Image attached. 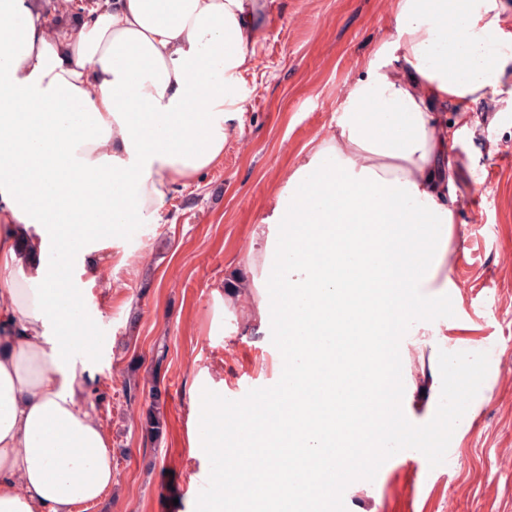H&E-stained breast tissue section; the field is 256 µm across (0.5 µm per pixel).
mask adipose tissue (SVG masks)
<instances>
[{"mask_svg": "<svg viewBox=\"0 0 512 512\" xmlns=\"http://www.w3.org/2000/svg\"><path fill=\"white\" fill-rule=\"evenodd\" d=\"M258 0H104L68 31L43 0H0V512H81L112 489V439L87 406L94 360L77 288L103 233L149 221L224 156L253 64ZM501 0H398L396 37L352 85L336 132L299 161L225 304L244 328L319 343L290 372L347 370L335 339L376 319L380 345L439 334L457 201L448 147L496 92ZM456 106L453 124L438 109ZM416 250L410 261L408 250Z\"/></svg>", "mask_w": 512, "mask_h": 512, "instance_id": "ef3b65f1", "label": "adipose tissue"}]
</instances>
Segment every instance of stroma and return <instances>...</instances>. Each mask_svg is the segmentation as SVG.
Instances as JSON below:
<instances>
[{"instance_id": "obj_1", "label": "stroma", "mask_w": 512, "mask_h": 512, "mask_svg": "<svg viewBox=\"0 0 512 512\" xmlns=\"http://www.w3.org/2000/svg\"><path fill=\"white\" fill-rule=\"evenodd\" d=\"M253 67L224 157L189 186L174 185L152 221L106 236L96 277L74 275L86 301V333L98 348L88 406L112 438V496L86 512H195L209 460L188 445L191 386L202 373L224 396L275 383L272 341L243 335L248 299L223 308L230 261L249 249L254 224L272 208L299 151L328 139L351 85L372 52L396 36V0H259ZM471 131L454 144L456 218L448 252L453 306L441 335L416 337L402 372L419 380L403 411L427 423L438 353L485 352L512 370V94L474 104ZM480 203L484 221L472 223ZM167 356L155 364V349ZM138 385L134 397L125 379ZM157 405L164 422L150 441L138 421ZM452 465L426 472L407 452L370 482L344 492L347 512H512V472L496 451L512 446V385L486 378L451 440Z\"/></svg>"}]
</instances>
